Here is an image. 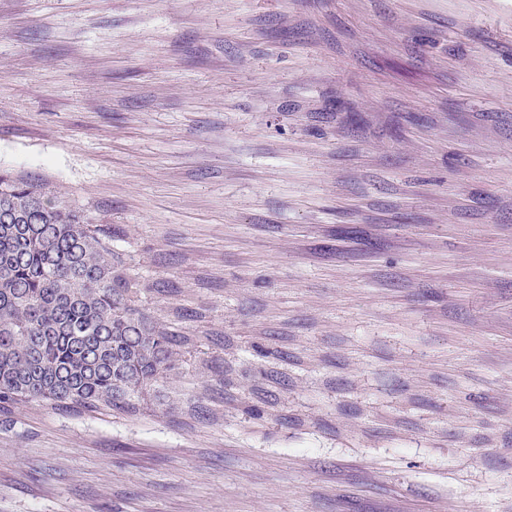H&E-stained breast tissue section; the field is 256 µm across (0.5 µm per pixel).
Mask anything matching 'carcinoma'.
Listing matches in <instances>:
<instances>
[{
	"label": "carcinoma",
	"mask_w": 512,
	"mask_h": 512,
	"mask_svg": "<svg viewBox=\"0 0 512 512\" xmlns=\"http://www.w3.org/2000/svg\"><path fill=\"white\" fill-rule=\"evenodd\" d=\"M90 207L0 166V412L134 416L194 337L135 304L143 285Z\"/></svg>",
	"instance_id": "obj_1"
}]
</instances>
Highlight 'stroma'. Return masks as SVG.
I'll use <instances>...</instances> for the list:
<instances>
[{
  "label": "stroma",
  "mask_w": 512,
  "mask_h": 512,
  "mask_svg": "<svg viewBox=\"0 0 512 512\" xmlns=\"http://www.w3.org/2000/svg\"><path fill=\"white\" fill-rule=\"evenodd\" d=\"M0 165L196 341L0 414V512H512V0H0Z\"/></svg>",
  "instance_id": "1"
}]
</instances>
